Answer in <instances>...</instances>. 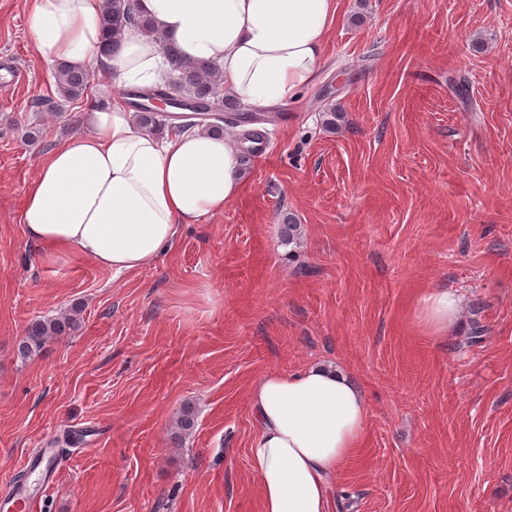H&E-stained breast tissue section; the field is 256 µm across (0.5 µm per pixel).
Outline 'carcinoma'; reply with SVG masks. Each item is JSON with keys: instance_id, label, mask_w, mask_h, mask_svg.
Here are the masks:
<instances>
[{"instance_id": "1", "label": "carcinoma", "mask_w": 512, "mask_h": 512, "mask_svg": "<svg viewBox=\"0 0 512 512\" xmlns=\"http://www.w3.org/2000/svg\"><path fill=\"white\" fill-rule=\"evenodd\" d=\"M105 42L101 55L110 58L119 47L122 34L127 28H134L147 37L159 41L169 67L168 83L174 85L191 102L192 107L218 108L214 113L199 114L195 111L164 115L151 110L147 103L157 94L159 85L132 86L125 91L126 103L134 111L136 125L160 132L169 126L178 131L201 127L215 134L224 133V127L236 126L241 122L242 104L230 93L224 91L222 71L215 65L200 60L185 58L179 48L162 37L153 21L143 15L137 0H105L103 14ZM57 90L65 102L83 97L90 76L80 68L66 62L59 63L56 70ZM300 225L289 213L283 216L281 238L286 245L297 243ZM71 318L55 317L36 319L31 322L24 338L18 345V356L25 360L42 351L46 342L62 335L70 326Z\"/></svg>"}]
</instances>
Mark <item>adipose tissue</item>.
Wrapping results in <instances>:
<instances>
[{
  "instance_id": "adipose-tissue-1",
  "label": "adipose tissue",
  "mask_w": 512,
  "mask_h": 512,
  "mask_svg": "<svg viewBox=\"0 0 512 512\" xmlns=\"http://www.w3.org/2000/svg\"><path fill=\"white\" fill-rule=\"evenodd\" d=\"M105 0H33L31 29L48 60L100 67ZM163 38L190 59L221 64L224 89L262 108L295 99L319 78L336 0H140ZM158 41L129 29L110 62L112 82L156 79ZM93 133L55 147L24 190L26 237L53 256H75L114 274L158 262L179 230L222 213L245 186L241 151L227 136L194 131L158 137L132 113L106 106L88 116ZM461 298L429 288L413 321L447 338ZM248 404L259 425L250 465L262 512H331V476L362 448L369 415L363 391L341 368L312 364L264 373Z\"/></svg>"
}]
</instances>
